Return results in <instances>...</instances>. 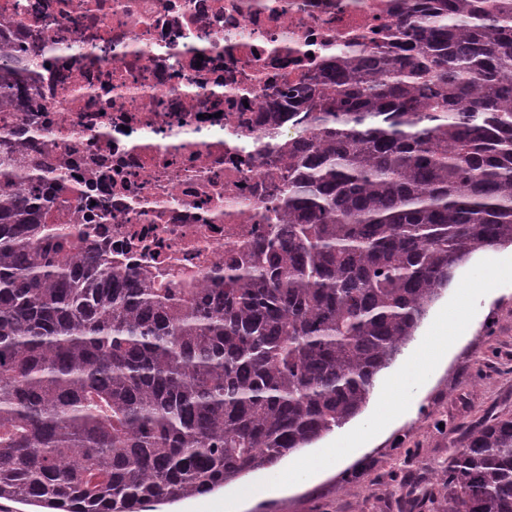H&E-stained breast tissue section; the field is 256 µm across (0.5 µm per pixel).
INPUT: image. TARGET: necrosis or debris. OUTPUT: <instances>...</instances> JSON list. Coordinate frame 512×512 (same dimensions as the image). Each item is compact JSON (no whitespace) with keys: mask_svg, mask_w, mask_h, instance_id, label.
I'll return each instance as SVG.
<instances>
[{"mask_svg":"<svg viewBox=\"0 0 512 512\" xmlns=\"http://www.w3.org/2000/svg\"><path fill=\"white\" fill-rule=\"evenodd\" d=\"M399 0H0L26 118L113 265L200 274L285 213L291 87L382 39Z\"/></svg>","mask_w":512,"mask_h":512,"instance_id":"4bbe7bcc","label":"necrosis or debris"}]
</instances>
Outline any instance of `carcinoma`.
I'll return each instance as SVG.
<instances>
[{
	"label": "carcinoma",
	"mask_w": 512,
	"mask_h": 512,
	"mask_svg": "<svg viewBox=\"0 0 512 512\" xmlns=\"http://www.w3.org/2000/svg\"><path fill=\"white\" fill-rule=\"evenodd\" d=\"M0 32V106L31 99ZM288 134V223L217 288L112 270L0 124V500L142 512L361 413L475 251L512 245V0H413ZM448 512H512V416L448 462Z\"/></svg>",
	"instance_id": "obj_1"
}]
</instances>
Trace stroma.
Returning a JSON list of instances; mask_svg holds the SVG:
<instances>
[{
    "instance_id": "obj_1",
    "label": "stroma",
    "mask_w": 512,
    "mask_h": 512,
    "mask_svg": "<svg viewBox=\"0 0 512 512\" xmlns=\"http://www.w3.org/2000/svg\"><path fill=\"white\" fill-rule=\"evenodd\" d=\"M462 308L470 332L456 342L447 362L411 381L437 340L444 312ZM403 402L409 412L340 468L311 473L307 459L356 432H375L379 417ZM512 415V245L473 253L448 288L429 306L415 336L378 379L365 409L313 445L289 454L279 468L293 469L286 489L271 488L276 472L252 473L212 494L166 506L165 512H448L441 476L475 428ZM266 483L264 495L253 486Z\"/></svg>"
}]
</instances>
